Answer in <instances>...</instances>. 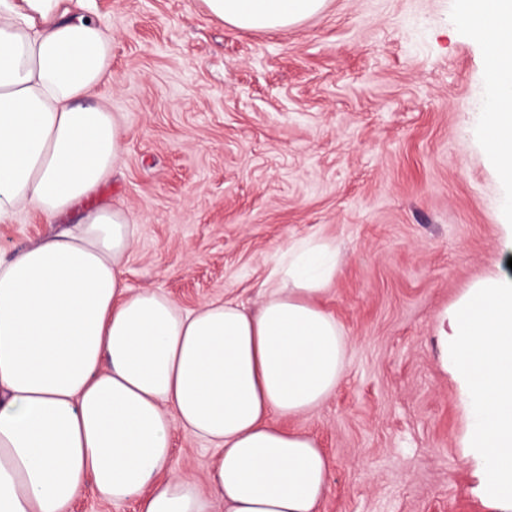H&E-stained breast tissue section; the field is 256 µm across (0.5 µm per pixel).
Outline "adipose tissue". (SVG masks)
Here are the masks:
<instances>
[{
  "instance_id": "ef3b65f1",
  "label": "adipose tissue",
  "mask_w": 512,
  "mask_h": 512,
  "mask_svg": "<svg viewBox=\"0 0 512 512\" xmlns=\"http://www.w3.org/2000/svg\"><path fill=\"white\" fill-rule=\"evenodd\" d=\"M242 30L276 32L325 0H203ZM488 68L482 147L512 213V0H458ZM112 32L82 0H0V223L32 211L75 229L0 253V512H69L84 492L139 512H319L323 448L285 422L320 407L348 362L319 304L341 257L293 242L250 309L228 298L185 311L129 288L137 231L98 188L127 134L90 103L109 81ZM216 448L201 489L171 471L172 434Z\"/></svg>"
}]
</instances>
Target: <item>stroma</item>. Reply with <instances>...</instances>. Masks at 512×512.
Instances as JSON below:
<instances>
[{"label": "stroma", "instance_id": "obj_1", "mask_svg": "<svg viewBox=\"0 0 512 512\" xmlns=\"http://www.w3.org/2000/svg\"><path fill=\"white\" fill-rule=\"evenodd\" d=\"M112 29L94 101L129 134L100 194L138 231L130 288L181 309L260 284L292 242L332 241L321 296L350 350L336 392L292 420L330 461L320 512H499L463 446L465 403L438 317L477 279L512 280L504 199L482 149L478 40L455 0H328L277 32L233 28L202 0H90ZM29 212L0 249L52 232ZM214 450L176 430L173 469L208 486Z\"/></svg>", "mask_w": 512, "mask_h": 512}]
</instances>
